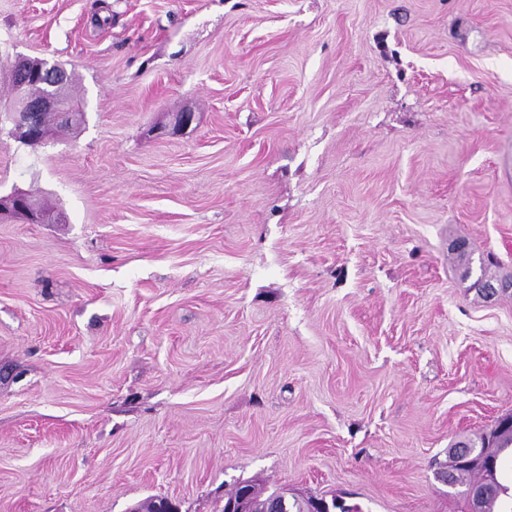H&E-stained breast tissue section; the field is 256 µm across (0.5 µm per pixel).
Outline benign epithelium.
Segmentation results:
<instances>
[{
	"label": "benign epithelium",
	"instance_id": "benign-epithelium-1",
	"mask_svg": "<svg viewBox=\"0 0 512 512\" xmlns=\"http://www.w3.org/2000/svg\"><path fill=\"white\" fill-rule=\"evenodd\" d=\"M14 96L5 110V119L12 123L10 134L26 143H39L49 136L43 117L55 116L61 128L71 125L78 111L62 94L69 80L67 70L44 59H18L12 70ZM18 219L25 223L47 224L52 217L36 206L22 191L0 196V220Z\"/></svg>",
	"mask_w": 512,
	"mask_h": 512
}]
</instances>
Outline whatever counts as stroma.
I'll return each instance as SVG.
<instances>
[{
    "instance_id": "1",
    "label": "stroma",
    "mask_w": 512,
    "mask_h": 512,
    "mask_svg": "<svg viewBox=\"0 0 512 512\" xmlns=\"http://www.w3.org/2000/svg\"><path fill=\"white\" fill-rule=\"evenodd\" d=\"M81 116L0 131V512H214L241 480L464 512L512 414V0H0ZM194 113L166 134L177 113ZM18 219L25 223L48 224L52 217L36 206L22 191H13L6 196L0 195V220ZM500 418L497 420L494 428L489 433L480 437V448H471L474 450L468 461L454 465L457 448L462 442L453 445L448 450L449 466L453 470V475L448 481V472L444 473L441 478L443 482L449 483L450 487H461L458 490L460 495L466 502L470 512H481L483 509L482 497L479 494L472 493L469 499V493L475 487L486 488V497L484 500V510L482 512H510V510H500L502 508V496L510 497V488L501 481L503 475L502 453L512 447V428L501 430ZM439 481V473L437 472Z\"/></svg>"
}]
</instances>
